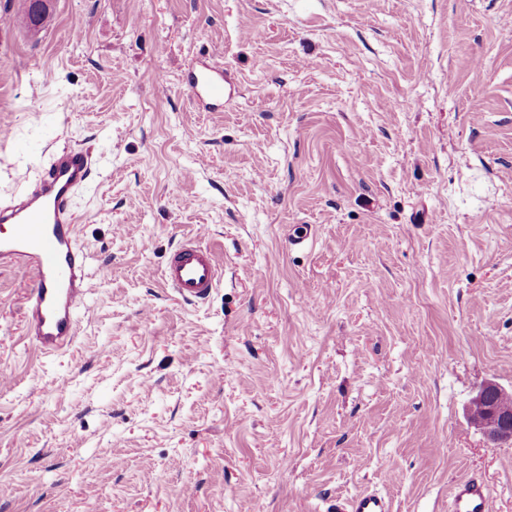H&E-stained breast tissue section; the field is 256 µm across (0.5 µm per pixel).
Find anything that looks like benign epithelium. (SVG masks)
Wrapping results in <instances>:
<instances>
[{
	"label": "benign epithelium",
	"mask_w": 512,
	"mask_h": 512,
	"mask_svg": "<svg viewBox=\"0 0 512 512\" xmlns=\"http://www.w3.org/2000/svg\"><path fill=\"white\" fill-rule=\"evenodd\" d=\"M466 415L491 447L512 443V390L494 381L486 382L470 399Z\"/></svg>",
	"instance_id": "7a95c632"
}]
</instances>
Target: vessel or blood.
<instances>
[{
	"mask_svg": "<svg viewBox=\"0 0 512 512\" xmlns=\"http://www.w3.org/2000/svg\"><path fill=\"white\" fill-rule=\"evenodd\" d=\"M187 90L205 109L224 103V69L212 61L190 75ZM91 154L77 147L52 152L48 165L29 187L0 203V267L20 268L30 287L21 305L23 334L51 353L70 344L80 329L93 286L87 256L78 242L72 199L92 176ZM223 270L201 237L183 240L170 254L162 280L185 303L205 302L218 288ZM490 488L470 478L451 489L452 512H489ZM336 512H391L381 494L365 491Z\"/></svg>",
	"mask_w": 512,
	"mask_h": 512,
	"instance_id": "obj_1",
	"label": "vessel or blood"
}]
</instances>
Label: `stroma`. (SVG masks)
<instances>
[{
  "instance_id": "1",
  "label": "stroma",
  "mask_w": 512,
  "mask_h": 512,
  "mask_svg": "<svg viewBox=\"0 0 512 512\" xmlns=\"http://www.w3.org/2000/svg\"><path fill=\"white\" fill-rule=\"evenodd\" d=\"M0 0V202L58 147L94 288L78 336L22 334L0 268V512H512V0ZM224 108L189 99L205 54ZM293 225L312 242L288 244ZM203 232L202 305L161 271ZM466 415L492 450L512 443V390H506L495 381H487L470 399ZM490 488L476 478L462 479L451 489L452 512H488ZM336 512H391V508L383 495L365 491L350 498L342 507H337Z\"/></svg>"
}]
</instances>
